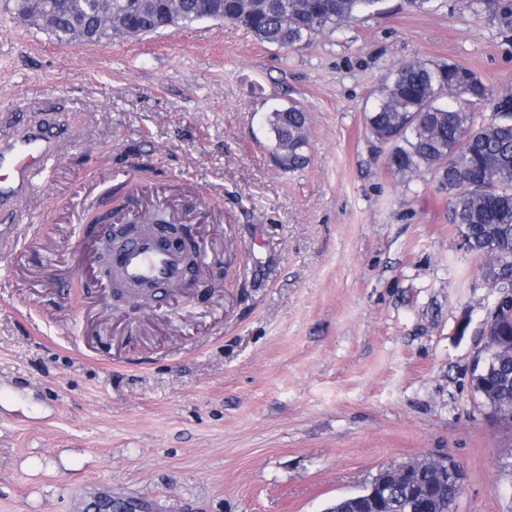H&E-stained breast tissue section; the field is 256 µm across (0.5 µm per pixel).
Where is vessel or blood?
<instances>
[{"label": "vessel or blood", "mask_w": 512, "mask_h": 512, "mask_svg": "<svg viewBox=\"0 0 512 512\" xmlns=\"http://www.w3.org/2000/svg\"><path fill=\"white\" fill-rule=\"evenodd\" d=\"M59 154L58 143L38 126L16 124L8 137L0 139V200L25 196ZM113 263L125 282L143 288L155 300L163 289L179 286L188 277L182 253L168 247L158 234L129 240Z\"/></svg>", "instance_id": "vessel-or-blood-1"}]
</instances>
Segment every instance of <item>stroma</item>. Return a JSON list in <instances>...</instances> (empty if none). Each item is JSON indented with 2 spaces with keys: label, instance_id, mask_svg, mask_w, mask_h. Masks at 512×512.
<instances>
[{
  "label": "stroma",
  "instance_id": "stroma-1",
  "mask_svg": "<svg viewBox=\"0 0 512 512\" xmlns=\"http://www.w3.org/2000/svg\"><path fill=\"white\" fill-rule=\"evenodd\" d=\"M12 8L0 137L31 119L62 141L0 211V512H323L444 456L457 512H512V429L471 387L497 291L434 174L393 172L365 121L413 59L512 87V28L474 0H385L298 49L209 19L91 45ZM292 101L295 172L266 125ZM125 184L195 225L223 280L113 310L89 225ZM267 123L275 147H288V168L285 169L291 171L302 168L308 161L309 146V114L305 108L296 103H291L286 108H275L270 113Z\"/></svg>",
  "mask_w": 512,
  "mask_h": 512
}]
</instances>
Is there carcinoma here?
Masks as SVG:
<instances>
[{
    "label": "carcinoma",
    "mask_w": 512,
    "mask_h": 512,
    "mask_svg": "<svg viewBox=\"0 0 512 512\" xmlns=\"http://www.w3.org/2000/svg\"><path fill=\"white\" fill-rule=\"evenodd\" d=\"M384 0H14L16 13L61 42L112 38L109 26L146 36L224 13L260 41L295 48L363 15ZM489 104L493 112L475 111ZM268 131L288 148V170L308 161L309 114L292 103L270 113ZM372 134L393 144L391 168L401 174L433 171L448 194L449 221L468 250L487 259L486 276L509 287L512 276V89L494 92L473 71L454 63L437 68L401 63L381 81L367 115ZM474 359L471 386L496 419L512 425V315L490 313ZM461 490L450 484L435 512H453ZM380 512H426L406 486L385 488Z\"/></svg>",
    "instance_id": "1"
}]
</instances>
